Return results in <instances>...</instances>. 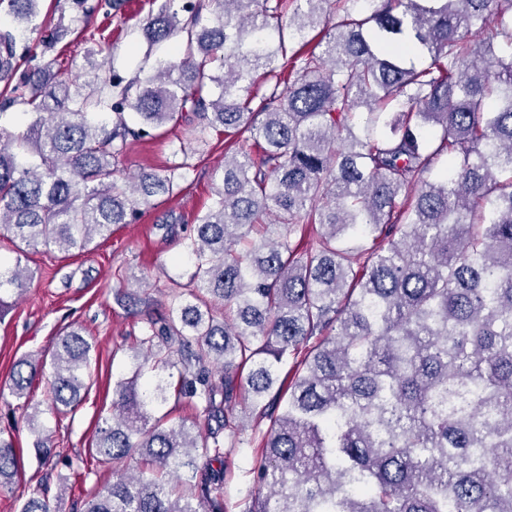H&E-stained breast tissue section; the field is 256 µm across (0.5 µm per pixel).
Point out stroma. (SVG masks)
I'll return each instance as SVG.
<instances>
[{
  "label": "stroma",
  "mask_w": 512,
  "mask_h": 512,
  "mask_svg": "<svg viewBox=\"0 0 512 512\" xmlns=\"http://www.w3.org/2000/svg\"><path fill=\"white\" fill-rule=\"evenodd\" d=\"M153 0H123L120 10L76 17L68 0H39L37 21L42 29L68 28L58 43L56 66L61 76L92 80L85 54L90 32H98L106 58L101 77L131 79L139 70H151L157 60L177 57L179 40L148 46L142 25ZM187 164L180 192L156 197L133 224L115 227L109 237L97 238L90 250H20L18 242L0 237V263H22L34 274L23 296L0 318V429L11 431L21 450L19 478L13 490H0V512H20L30 494L49 499L61 512H73L88 493L111 482L110 469L99 466L88 453L99 415L112 410L113 388L128 376V347L142 326L139 310L117 300L129 291L150 306L163 303L173 282H186L188 260L180 241L193 227L197 213L214 198L224 167V138L212 134L199 141L179 142L172 125L129 145L118 181L140 172L165 173ZM83 328L96 344V383L87 401L67 414L43 412L41 425L52 433L53 455L38 462L34 436L22 417L20 401L11 393L12 367L22 356H50L59 333L68 325ZM235 415L246 428L244 447L224 451L226 512H242L252 487V470L262 455L267 421L256 420L247 400H238Z\"/></svg>",
  "instance_id": "obj_1"
}]
</instances>
